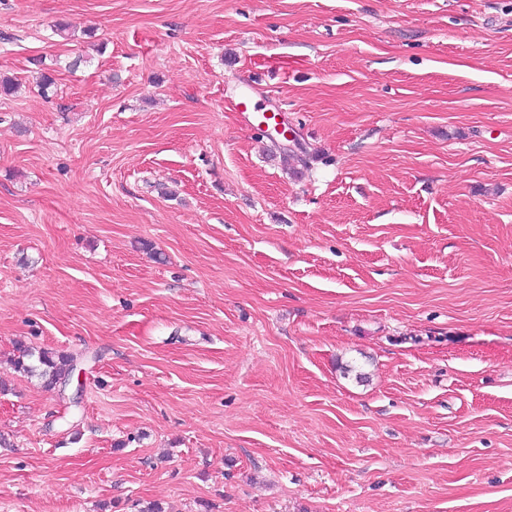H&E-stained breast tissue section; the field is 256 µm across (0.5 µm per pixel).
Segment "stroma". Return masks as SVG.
I'll return each mask as SVG.
<instances>
[{"label": "stroma", "mask_w": 512, "mask_h": 512, "mask_svg": "<svg viewBox=\"0 0 512 512\" xmlns=\"http://www.w3.org/2000/svg\"><path fill=\"white\" fill-rule=\"evenodd\" d=\"M0 75V512H512V0H0ZM74 359L71 356L56 355L48 351H39L36 355L28 347H20L15 366L24 372L39 375L45 386L51 388L59 383L72 369Z\"/></svg>", "instance_id": "35a3bbf8"}]
</instances>
